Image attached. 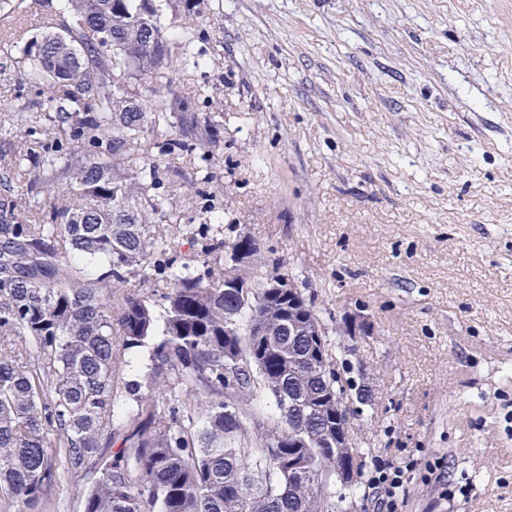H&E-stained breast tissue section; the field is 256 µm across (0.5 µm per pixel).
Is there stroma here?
I'll use <instances>...</instances> for the list:
<instances>
[{
  "label": "stroma",
  "mask_w": 512,
  "mask_h": 512,
  "mask_svg": "<svg viewBox=\"0 0 512 512\" xmlns=\"http://www.w3.org/2000/svg\"><path fill=\"white\" fill-rule=\"evenodd\" d=\"M197 35L171 124L197 86L221 133L202 148L212 213L283 261L329 342L370 383L352 424L364 472L407 466L398 512H512V0H172L167 38ZM0 42V127L36 124ZM180 222L200 203L160 190Z\"/></svg>",
  "instance_id": "obj_1"
}]
</instances>
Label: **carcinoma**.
<instances>
[{"label": "carcinoma", "instance_id": "obj_1", "mask_svg": "<svg viewBox=\"0 0 512 512\" xmlns=\"http://www.w3.org/2000/svg\"><path fill=\"white\" fill-rule=\"evenodd\" d=\"M68 21L42 18L23 41L19 88L49 89L46 120L0 149V512H54V486L80 483L81 512H347L336 470L355 447L326 450L336 428V368L312 336H257L288 316L286 288L218 226L197 264L179 262L157 157L138 147L151 128L160 154L197 150L209 118L171 130L153 98L126 89L131 75L201 65L193 32L173 46L152 0H67ZM224 254L219 272L208 256ZM163 300L156 312L147 283ZM153 342L144 381L125 380L126 353ZM276 416L244 424L257 390ZM367 405L370 391L342 393ZM307 437L316 457L305 484L288 481V445ZM58 449L57 455L49 452Z\"/></svg>", "mask_w": 512, "mask_h": 512}]
</instances>
